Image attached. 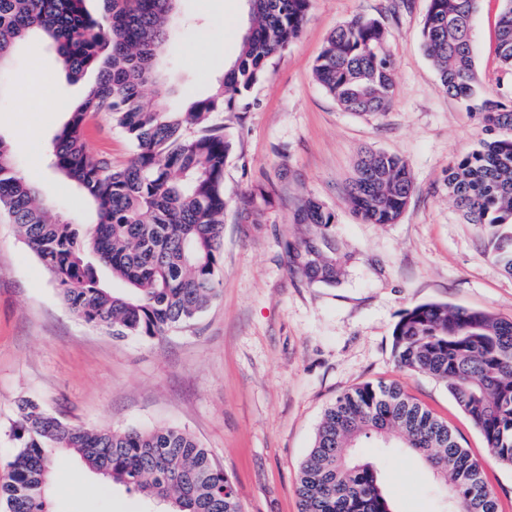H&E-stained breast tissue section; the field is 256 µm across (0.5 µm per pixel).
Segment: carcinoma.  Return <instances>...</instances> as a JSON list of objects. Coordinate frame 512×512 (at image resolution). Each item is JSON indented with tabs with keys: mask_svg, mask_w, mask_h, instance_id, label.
I'll use <instances>...</instances> for the list:
<instances>
[{
	"mask_svg": "<svg viewBox=\"0 0 512 512\" xmlns=\"http://www.w3.org/2000/svg\"><path fill=\"white\" fill-rule=\"evenodd\" d=\"M106 23L85 0H0V81L29 35L54 45L66 75L97 72L52 144L51 166L92 202L86 227L58 215L20 172L0 138V211L51 275L72 314L115 338L159 339L196 319L217 296L224 236V162L232 149L217 112L234 110L268 61L300 35L310 0H251L236 59L210 93L159 111L144 94L169 88L159 60L173 35L178 0H105ZM479 0H429L421 37L440 88L479 111L493 137L448 166V199L484 226L492 260L512 274V105L480 95L471 48ZM387 32L375 19L336 28L316 59L315 79L348 112H384L394 99ZM501 66L512 73V0L497 20ZM104 114L135 144L122 166L91 151L85 129ZM414 191L399 155L364 151L347 201L369 224H395ZM334 214L315 200L295 221L316 228L296 252L312 282L337 281L328 240ZM106 268L114 287L106 286ZM401 367L446 383L500 464L512 467V320L425 303L393 330ZM16 446L0 482L6 512H50L47 485L68 451L113 484L169 506L168 512H242L233 482L209 449L176 428L115 431L70 422L34 399L18 403ZM391 436L420 456L446 486L448 512H499L484 471L448 422L399 386L365 383L336 398L321 418L298 480L301 512H393L372 465L355 458L362 438Z\"/></svg>",
	"mask_w": 512,
	"mask_h": 512,
	"instance_id": "carcinoma-1",
	"label": "carcinoma"
}]
</instances>
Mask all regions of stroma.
I'll list each match as a JSON object with an SVG mask.
<instances>
[{"label":"stroma","instance_id":"1","mask_svg":"<svg viewBox=\"0 0 512 512\" xmlns=\"http://www.w3.org/2000/svg\"><path fill=\"white\" fill-rule=\"evenodd\" d=\"M428 7L429 0H311L300 37L234 111L213 117L233 144L224 163L219 292L168 336L115 338L79 320L16 225L0 218V480L15 446L17 403L33 398L87 426L180 427L211 450L242 512H300L299 468L325 408L348 389L381 381L448 421L482 463L500 512H512V467L493 458L446 384L402 368L392 351L396 322L418 304L512 319V275L491 261L480 225L448 200L449 164L487 132L478 113L439 88L421 44ZM499 11L500 0H479L471 40L481 86L507 103L512 75L496 55ZM358 18L382 23L394 63V101L374 115L344 111L313 74L330 34ZM247 21V0H179L162 54L169 91L146 88L156 107L208 94L235 60ZM12 69V91L0 98V137L57 212L92 223L84 194L48 159L88 79H67L37 36L16 49ZM45 69L56 73L57 109L49 114L29 111L21 95ZM31 127L39 136L28 135ZM88 145L117 165L134 152L102 117ZM365 148L396 153L411 168L415 190L398 223H363L346 201ZM309 197L333 212L328 236L348 257L333 286L311 283L294 259L308 229L293 214ZM360 452L376 466L394 512H444L440 482L417 455L379 437ZM52 474L60 482L49 488L51 512H160L119 485L82 491L101 478L71 454L59 455Z\"/></svg>","mask_w":512,"mask_h":512}]
</instances>
